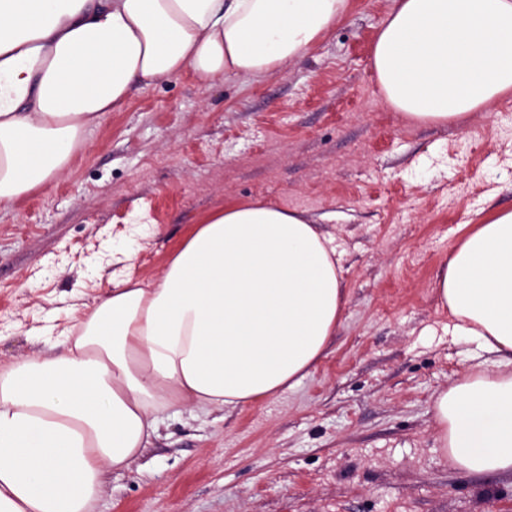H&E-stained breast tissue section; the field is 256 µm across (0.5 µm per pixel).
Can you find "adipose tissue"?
<instances>
[{
	"label": "adipose tissue",
	"instance_id": "obj_1",
	"mask_svg": "<svg viewBox=\"0 0 512 512\" xmlns=\"http://www.w3.org/2000/svg\"><path fill=\"white\" fill-rule=\"evenodd\" d=\"M351 0H0V207L65 174L134 90L192 72L257 77L305 55ZM371 65L390 107L465 121L512 98V0H393ZM315 224L259 202L206 214L153 287L116 284L62 353L0 369V512H90L171 409L295 388L345 297ZM435 291L456 335L497 355L437 393L446 457L512 470V211L473 225Z\"/></svg>",
	"mask_w": 512,
	"mask_h": 512
}]
</instances>
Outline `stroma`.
Listing matches in <instances>:
<instances>
[{
	"instance_id": "stroma-1",
	"label": "stroma",
	"mask_w": 512,
	"mask_h": 512,
	"mask_svg": "<svg viewBox=\"0 0 512 512\" xmlns=\"http://www.w3.org/2000/svg\"><path fill=\"white\" fill-rule=\"evenodd\" d=\"M391 6L352 0L280 72L135 91L68 174L0 208V368L62 351L125 278L153 286L224 202L302 213L337 251L344 314L311 373L255 405L159 413L92 512H512V473L454 467L433 413L485 358L434 284L477 212L512 209V101L408 122L371 70Z\"/></svg>"
}]
</instances>
